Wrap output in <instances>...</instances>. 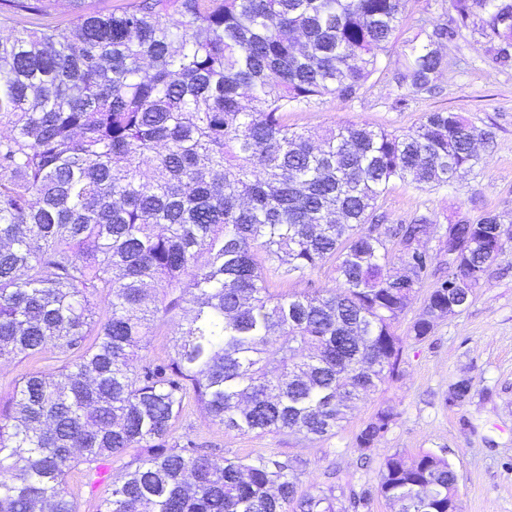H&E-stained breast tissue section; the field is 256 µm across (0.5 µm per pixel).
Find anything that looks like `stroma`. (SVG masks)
Returning <instances> with one entry per match:
<instances>
[{"label": "stroma", "instance_id": "stroma-1", "mask_svg": "<svg viewBox=\"0 0 512 512\" xmlns=\"http://www.w3.org/2000/svg\"><path fill=\"white\" fill-rule=\"evenodd\" d=\"M450 0H407L399 43L381 58L380 69L358 98L328 96L288 114L299 131L319 132L348 123H368L389 131L410 128L424 113L446 109L491 130L494 143L480 148L468 176L448 188L418 189L392 184L381 209L390 222L429 212L447 225L488 210L512 222V62L499 64L479 32L470 31L445 48L448 66L432 96L398 88L392 73L402 61L401 45L420 29L448 23ZM404 375L359 402L335 435L308 441L297 435L224 433L197 406H189L181 432L223 448L225 456L289 455L306 467L302 487H336L344 493L374 489L379 462L395 452L411 457L423 450L444 454L459 477L463 512H512V245L490 264L470 305L448 315L425 340L408 341ZM471 378L475 394L448 406L450 383ZM397 417L378 441L370 463L359 460L354 437L379 407Z\"/></svg>", "mask_w": 512, "mask_h": 512}]
</instances>
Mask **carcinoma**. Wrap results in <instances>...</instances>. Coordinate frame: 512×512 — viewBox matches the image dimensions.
<instances>
[{"instance_id": "carcinoma-1", "label": "carcinoma", "mask_w": 512, "mask_h": 512, "mask_svg": "<svg viewBox=\"0 0 512 512\" xmlns=\"http://www.w3.org/2000/svg\"><path fill=\"white\" fill-rule=\"evenodd\" d=\"M67 2L62 28L42 22L53 0H0L14 26L0 36V362H58L0 397V512H80L70 473L91 487L116 461L100 512H366L374 493L397 512H462L458 475L432 451L384 457L375 491L340 506L331 486L298 491V457L226 458L176 429L191 399L226 432L336 434L459 302L449 279L512 242L493 212L453 224V267L397 335L435 220L385 225L379 201L395 182L454 185L493 137L448 111L402 133L330 127L318 143L288 128L291 110L359 96L406 0ZM451 6V26L405 44L398 87L435 93L438 45L470 28L512 58V0ZM327 262L340 288L270 291L271 270ZM174 311L168 360L138 355ZM472 390L456 380L448 405ZM396 417L379 408L357 448Z\"/></svg>"}]
</instances>
